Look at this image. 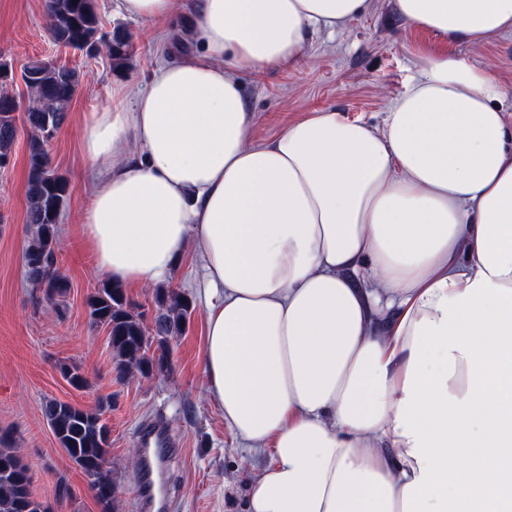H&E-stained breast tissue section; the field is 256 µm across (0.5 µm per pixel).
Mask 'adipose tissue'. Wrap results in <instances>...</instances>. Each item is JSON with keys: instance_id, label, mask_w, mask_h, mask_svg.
Listing matches in <instances>:
<instances>
[{"instance_id": "obj_1", "label": "adipose tissue", "mask_w": 512, "mask_h": 512, "mask_svg": "<svg viewBox=\"0 0 512 512\" xmlns=\"http://www.w3.org/2000/svg\"><path fill=\"white\" fill-rule=\"evenodd\" d=\"M370 4L198 0L197 56L87 115L80 232L117 284L167 282L197 256L208 394L271 455L246 512H512L503 85L442 52L382 128L323 109L252 139L241 72L296 64ZM394 8L450 40L512 30V0Z\"/></svg>"}]
</instances>
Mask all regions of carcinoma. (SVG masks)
<instances>
[{
    "mask_svg": "<svg viewBox=\"0 0 512 512\" xmlns=\"http://www.w3.org/2000/svg\"><path fill=\"white\" fill-rule=\"evenodd\" d=\"M46 16L55 42L74 49L100 46L112 70L127 68L130 38L119 28L107 36L100 32L93 0H46ZM33 69L36 78L27 84L29 102L21 116L14 112L9 84L0 82V161L11 160L18 123H23L29 132L26 198L27 221L32 228L23 258L25 275L45 301L59 307L69 292L68 281L54 267L58 223L69 184L52 166L47 146L66 118L79 74L74 68L39 60L33 62ZM157 303L151 331L119 285L104 281L88 296L91 322L107 329L118 373L150 374L163 364L170 339L185 331L191 314L189 300L174 291H163ZM153 344L159 351L156 357L148 355ZM60 372L76 389L87 383L76 366L63 364ZM44 413L59 446L90 478L101 512H115L117 488L106 467L109 430L100 415L57 400L48 402ZM31 483L32 475L17 456L12 436L0 432V512H50L33 497Z\"/></svg>",
    "mask_w": 512,
    "mask_h": 512,
    "instance_id": "obj_1",
    "label": "carcinoma"
}]
</instances>
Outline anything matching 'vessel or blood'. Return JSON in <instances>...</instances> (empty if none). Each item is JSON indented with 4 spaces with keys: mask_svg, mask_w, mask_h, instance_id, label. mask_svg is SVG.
Here are the masks:
<instances>
[{
    "mask_svg": "<svg viewBox=\"0 0 512 512\" xmlns=\"http://www.w3.org/2000/svg\"><path fill=\"white\" fill-rule=\"evenodd\" d=\"M138 436L143 448V458L138 475V496L143 512H157L161 503L158 498L162 478V464L174 445V440L159 419L141 423Z\"/></svg>",
    "mask_w": 512,
    "mask_h": 512,
    "instance_id": "obj_1",
    "label": "vessel or blood"
}]
</instances>
